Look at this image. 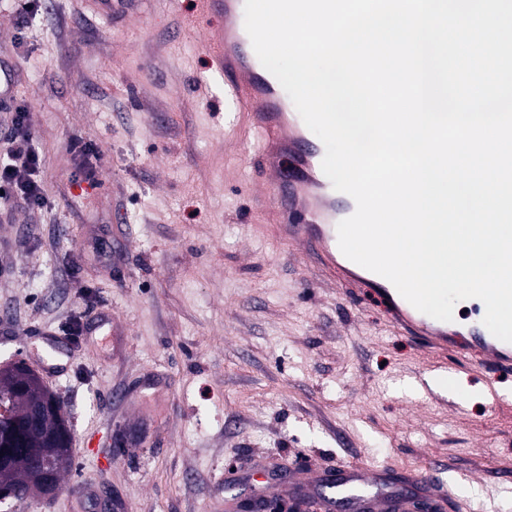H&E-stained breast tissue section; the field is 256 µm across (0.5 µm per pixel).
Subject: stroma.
<instances>
[{
  "mask_svg": "<svg viewBox=\"0 0 512 512\" xmlns=\"http://www.w3.org/2000/svg\"><path fill=\"white\" fill-rule=\"evenodd\" d=\"M193 2L140 0L116 22L48 0L19 60L0 0L46 197L0 223V366L25 359L72 422L61 491L16 512H226L227 467L295 475L345 455L435 461L472 512H512V377L494 414L483 371L446 369L456 387L435 391L427 353L271 237L259 159L184 28ZM80 138L99 152L88 197L68 186Z\"/></svg>",
  "mask_w": 512,
  "mask_h": 512,
  "instance_id": "obj_1",
  "label": "stroma"
}]
</instances>
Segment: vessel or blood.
Here are the masks:
<instances>
[{
  "mask_svg": "<svg viewBox=\"0 0 512 512\" xmlns=\"http://www.w3.org/2000/svg\"><path fill=\"white\" fill-rule=\"evenodd\" d=\"M193 25L208 33L205 50L222 77L233 116L257 136L264 183L271 206L265 214L274 238L300 245L306 259L341 289L350 302H379L383 316L401 337L418 342L435 356L453 355L464 366L481 362L493 373L512 372V343L497 339L485 326L458 332L414 308L385 278L352 262L338 245L337 225L351 216L354 199L336 191L322 176V141L305 125L279 81L260 63L245 30V0H197ZM325 512H398L405 495L431 501L435 512H470L466 499L447 490L433 463L389 473L371 470L355 459L335 469L306 468Z\"/></svg>",
  "mask_w": 512,
  "mask_h": 512,
  "instance_id": "vessel-or-blood-1",
  "label": "vessel or blood"
}]
</instances>
